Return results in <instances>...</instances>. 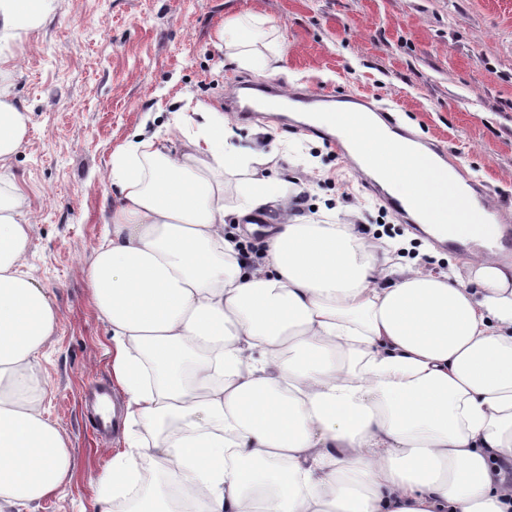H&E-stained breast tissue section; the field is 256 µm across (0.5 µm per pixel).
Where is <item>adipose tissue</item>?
<instances>
[{
  "label": "adipose tissue",
  "mask_w": 512,
  "mask_h": 512,
  "mask_svg": "<svg viewBox=\"0 0 512 512\" xmlns=\"http://www.w3.org/2000/svg\"><path fill=\"white\" fill-rule=\"evenodd\" d=\"M50 0H0V52L46 20ZM225 45L256 76L248 19ZM0 69V512H33L71 478L64 430L45 415L40 359L58 317L24 257L30 224L7 166L28 131ZM118 147L117 190L87 270L127 396L126 446L100 503L135 489L144 461L191 495L194 512H512V266L493 247L467 279L395 261L327 210L297 215L265 177L271 154L234 145L223 114ZM363 172L390 192L431 195L458 176L419 165L416 142L373 113L353 127ZM247 175L238 206L224 174ZM271 226L257 266L238 259L232 220Z\"/></svg>",
  "instance_id": "ef3b65f1"
}]
</instances>
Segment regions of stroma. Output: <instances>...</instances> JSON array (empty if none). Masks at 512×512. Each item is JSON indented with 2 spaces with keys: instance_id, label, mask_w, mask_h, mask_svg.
Returning <instances> with one entry per match:
<instances>
[{
  "instance_id": "35a3bbf8",
  "label": "stroma",
  "mask_w": 512,
  "mask_h": 512,
  "mask_svg": "<svg viewBox=\"0 0 512 512\" xmlns=\"http://www.w3.org/2000/svg\"><path fill=\"white\" fill-rule=\"evenodd\" d=\"M246 11L277 22L257 31L256 47L278 56V90L353 88L393 106L417 138L442 142L467 184L493 189L512 234V0H52L46 22L0 62L31 114L9 177L31 217L26 265L58 313L42 361L44 407L73 456L65 488L35 512H94L99 480L124 447L123 430L97 434L87 401L101 384L116 411L125 407L86 276L112 208V154L176 111L198 122L185 102L220 111L238 82L254 80L217 47L225 19ZM235 126L236 145L273 152L267 173L302 193L300 214L350 211L363 236L412 243L431 270L467 276L469 252L412 231L300 121L268 112Z\"/></svg>"
}]
</instances>
